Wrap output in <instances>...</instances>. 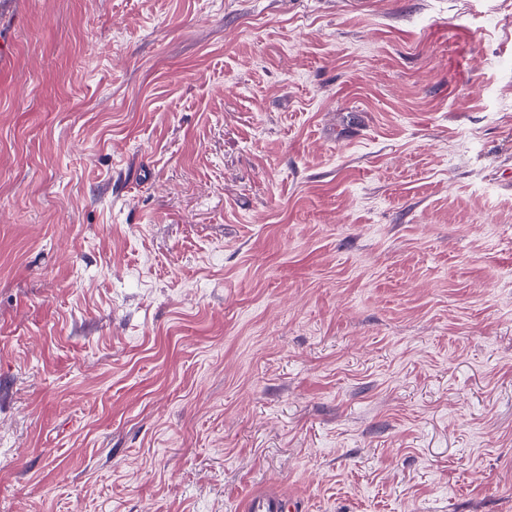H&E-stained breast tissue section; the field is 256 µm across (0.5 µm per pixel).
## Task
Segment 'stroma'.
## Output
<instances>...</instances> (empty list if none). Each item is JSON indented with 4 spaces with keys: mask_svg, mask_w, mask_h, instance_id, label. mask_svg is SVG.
Instances as JSON below:
<instances>
[{
    "mask_svg": "<svg viewBox=\"0 0 512 512\" xmlns=\"http://www.w3.org/2000/svg\"><path fill=\"white\" fill-rule=\"evenodd\" d=\"M512 512V0H0V512ZM297 501L279 486H266L247 495L240 506L242 512H297Z\"/></svg>",
    "mask_w": 512,
    "mask_h": 512,
    "instance_id": "obj_1",
    "label": "stroma"
}]
</instances>
